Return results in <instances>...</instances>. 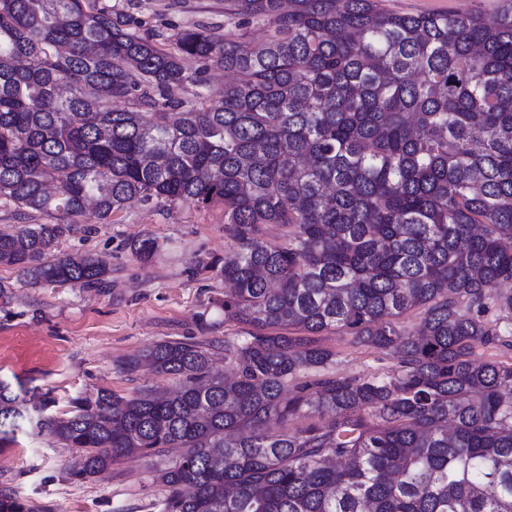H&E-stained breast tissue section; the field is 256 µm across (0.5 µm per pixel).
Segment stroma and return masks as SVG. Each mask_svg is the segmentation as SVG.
Listing matches in <instances>:
<instances>
[{
  "instance_id": "1",
  "label": "stroma",
  "mask_w": 512,
  "mask_h": 512,
  "mask_svg": "<svg viewBox=\"0 0 512 512\" xmlns=\"http://www.w3.org/2000/svg\"><path fill=\"white\" fill-rule=\"evenodd\" d=\"M115 8L130 28L159 34L160 44L173 48L178 32L203 25L231 36L261 42L267 27L245 23L224 12V0H100ZM382 8L399 13L478 14L493 20L507 0H379ZM64 224L57 252L94 253L112 266L107 286L80 288L32 286L15 267L0 265V380L23 385L29 392L49 396L65 412L69 401L107 388L122 395L137 390L171 388L175 379L142 369L120 370L122 360L155 342L181 339L213 345L212 368L232 371L224 359V342L240 328L225 321L224 279L220 268L233 252L234 241L224 231V207L189 203L146 205L132 201L109 220L96 212L46 215L20 211L0 203V231L25 224ZM151 236L159 250L147 260L131 250L132 243ZM336 354L330 367L345 377L385 375L398 369L396 356L366 346H354L333 331L319 336ZM78 455L31 426L14 440L0 444V490H10L31 512H157L162 487L155 479L158 457L131 456L107 471L105 477L76 480L68 473Z\"/></svg>"
}]
</instances>
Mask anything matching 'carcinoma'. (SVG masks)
Masks as SVG:
<instances>
[{
  "label": "carcinoma",
  "instance_id": "obj_1",
  "mask_svg": "<svg viewBox=\"0 0 512 512\" xmlns=\"http://www.w3.org/2000/svg\"><path fill=\"white\" fill-rule=\"evenodd\" d=\"M96 2L0 0V202L103 220L133 199L224 204L235 377L169 339L121 369L171 376L173 394L100 388L57 415L1 381L0 440L35 421L82 452L79 480L163 455L159 512H512V363L473 359L512 347V326L483 318L512 314V7L486 21L224 0L269 21L267 39L197 25L167 51ZM213 67L233 76L219 99L199 91ZM63 233L0 232V265L35 286L105 284L103 256L49 258ZM412 310L413 332L396 322ZM331 329L400 372L327 373L336 354L315 336ZM311 414L327 421L269 428ZM0 512L27 507L1 490Z\"/></svg>",
  "mask_w": 512,
  "mask_h": 512
}]
</instances>
